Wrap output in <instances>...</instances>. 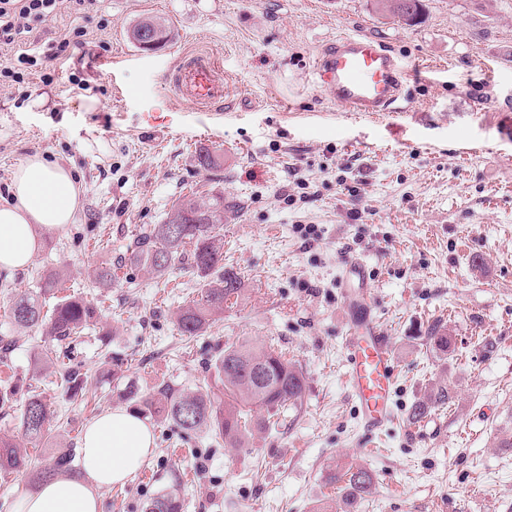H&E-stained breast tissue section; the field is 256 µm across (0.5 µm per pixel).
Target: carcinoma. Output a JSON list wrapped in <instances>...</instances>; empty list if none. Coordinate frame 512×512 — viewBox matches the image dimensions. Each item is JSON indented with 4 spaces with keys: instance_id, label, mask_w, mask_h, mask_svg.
I'll use <instances>...</instances> for the list:
<instances>
[{
    "instance_id": "carcinoma-1",
    "label": "carcinoma",
    "mask_w": 512,
    "mask_h": 512,
    "mask_svg": "<svg viewBox=\"0 0 512 512\" xmlns=\"http://www.w3.org/2000/svg\"><path fill=\"white\" fill-rule=\"evenodd\" d=\"M377 9L406 26L419 21L422 0H376ZM143 27L155 33L160 43L171 39L172 30L164 19H150L130 30L132 42L140 41ZM239 218L238 207L224 201V192L211 194L199 202L183 197L171 206L160 224H146L127 246L126 263L154 275H163L178 264H187L200 281L201 298L178 309L175 323L184 336H196L210 325L224 307L238 298L240 280L236 273L224 268L223 225ZM177 225L180 236L170 238L165 228ZM97 306L84 298L65 296L53 308L43 311L39 295L22 296L9 307L11 319L26 328H37L57 341H66L92 326ZM432 349L444 357L451 352V339L445 326L437 321L428 330ZM58 384L73 399L83 395L92 385V376L80 371L72 362L55 359ZM222 389L202 391L161 382L146 395L132 383L123 393L132 401L135 411L144 417L164 418L184 432L208 430L230 448H246L255 435L285 426L288 410L297 408L306 391V378L294 362L272 346L263 344L232 345L224 349L215 362ZM26 394L19 420L22 439L33 443L51 437L49 404L36 388L23 378L0 387V409L13 407L17 395ZM448 385L437 384L426 396L414 403L409 418L419 422L433 410L448 404ZM75 454L60 450L53 464L34 473V479L47 481L61 475L77 474ZM30 467L29 456L19 444L0 437V473L23 472ZM327 484L340 485V491L351 504L371 493L375 484L373 472L365 466L329 469ZM183 504L176 493L166 491L151 499L145 512H182Z\"/></svg>"
}]
</instances>
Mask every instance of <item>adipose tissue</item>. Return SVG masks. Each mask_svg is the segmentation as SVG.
Masks as SVG:
<instances>
[{"mask_svg": "<svg viewBox=\"0 0 512 512\" xmlns=\"http://www.w3.org/2000/svg\"><path fill=\"white\" fill-rule=\"evenodd\" d=\"M12 200L0 205V270L25 267L42 233L61 231L81 210V189L67 166L35 154L12 174ZM156 452L149 425L126 409L93 419L81 438L84 479L56 478L18 499L14 512H99L96 489L125 482Z\"/></svg>", "mask_w": 512, "mask_h": 512, "instance_id": "1", "label": "adipose tissue"}]
</instances>
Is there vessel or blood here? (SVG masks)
Wrapping results in <instances>:
<instances>
[{"instance_id": "1", "label": "vessel or blood", "mask_w": 512, "mask_h": 512, "mask_svg": "<svg viewBox=\"0 0 512 512\" xmlns=\"http://www.w3.org/2000/svg\"><path fill=\"white\" fill-rule=\"evenodd\" d=\"M316 69L330 97L353 116L400 117L395 103L404 72L398 56L376 38L361 31L337 37ZM172 85L183 98L205 107L221 102L225 94L223 77L202 54L182 57ZM347 349L349 384L361 425L369 432H381L394 415L395 357L388 336L377 327L367 306L352 312Z\"/></svg>"}]
</instances>
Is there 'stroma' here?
Listing matches in <instances>:
<instances>
[{
  "instance_id": "35a3bbf8",
  "label": "stroma",
  "mask_w": 512,
  "mask_h": 512,
  "mask_svg": "<svg viewBox=\"0 0 512 512\" xmlns=\"http://www.w3.org/2000/svg\"><path fill=\"white\" fill-rule=\"evenodd\" d=\"M150 17L173 34L144 52L127 34ZM77 25L84 36L72 35ZM357 31L398 54L404 117H345L320 86L323 48ZM26 48L52 81L0 86V205L12 199L13 170L36 153L66 162L84 195L76 223L45 233L25 268L0 270V336L14 342L0 379L51 377L45 352L68 348L9 316V300L37 291L46 270L99 303L75 359L98 383L74 403L45 387L51 439L26 444L34 468L55 445L79 449L101 413L127 407L113 357L145 393L163 381L213 390L220 351L271 343L306 377L286 429L228 448L152 421L156 454L99 490L101 512H144L164 490L183 512H313L321 502L346 512L325 482L335 462L376 477L358 512H512V448L499 445L512 435V135L499 124L512 109V0H424L412 27L381 16L375 0H94L79 19L61 0ZM185 52L208 54L223 73L222 119L171 87ZM92 97L99 106L89 112ZM202 148L219 153L217 168H199ZM215 190L239 207L224 227V266L241 290L188 338L174 315L199 299L196 275L158 278L124 254L180 196ZM308 224L317 237L301 234ZM353 258L367 265L373 316L397 367L394 420L370 435L348 383L341 278ZM103 263L108 288L93 277ZM437 321L452 338L445 359L427 338ZM440 382L447 405L411 422L412 405Z\"/></svg>"
}]
</instances>
